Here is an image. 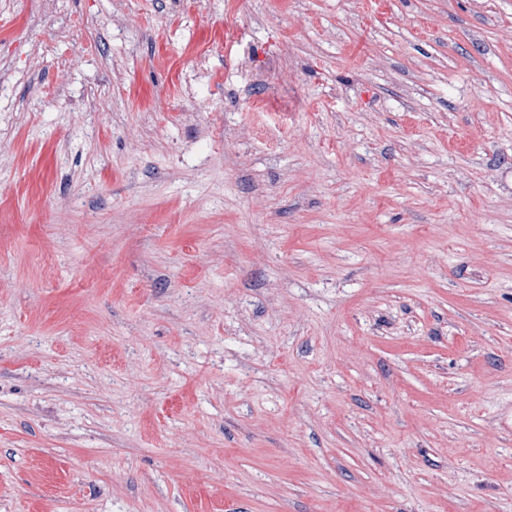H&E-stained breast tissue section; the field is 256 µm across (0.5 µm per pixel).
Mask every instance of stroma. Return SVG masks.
Returning <instances> with one entry per match:
<instances>
[{
  "label": "stroma",
  "mask_w": 512,
  "mask_h": 512,
  "mask_svg": "<svg viewBox=\"0 0 512 512\" xmlns=\"http://www.w3.org/2000/svg\"><path fill=\"white\" fill-rule=\"evenodd\" d=\"M0 512H512V0H0Z\"/></svg>",
  "instance_id": "1"
}]
</instances>
